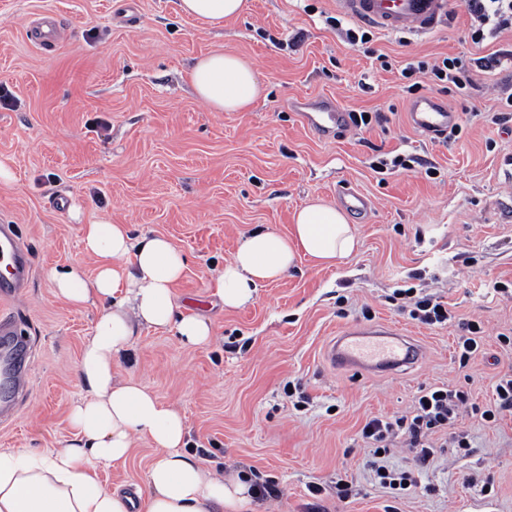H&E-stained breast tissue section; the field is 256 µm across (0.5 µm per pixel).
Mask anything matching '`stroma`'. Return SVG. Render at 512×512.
<instances>
[{"label":"stroma","instance_id":"obj_1","mask_svg":"<svg viewBox=\"0 0 512 512\" xmlns=\"http://www.w3.org/2000/svg\"><path fill=\"white\" fill-rule=\"evenodd\" d=\"M45 15L60 26L52 51L30 38ZM470 23L463 0H448L434 31L373 27L368 43L353 45L344 31L354 22L335 0H250L245 15L214 27L182 14L179 0H0V161L14 173L0 181V224L15 225L33 255L13 310L30 341V385L0 423V448H56L72 436L77 364L98 311L56 296L46 272H93L80 228L108 219L183 252L176 292L210 319L212 339L189 347L142 328L133 375L183 414L186 450L204 466L273 485L261 512H512V410L483 417L512 372V112L500 101L512 89V30L476 44ZM217 46L260 75L263 94L245 111H213L189 83L195 60ZM447 56L471 60V80L466 96L437 94L460 132L433 140L408 124L414 96L401 71ZM321 97L382 120L320 139L295 104ZM344 187L370 206L348 216L359 246L343 264L299 261L237 310L211 296L247 234L287 233L295 209L338 203ZM408 288L439 298L451 320H413L398 297ZM472 321L483 331L463 365L455 348ZM379 323L423 347L407 373L366 377L328 364L332 336ZM461 385L477 405L460 426L469 455L458 457L440 431L419 489L379 484L365 422L409 414L421 388ZM152 456L136 442L101 479L143 484ZM341 480L349 498L336 495Z\"/></svg>","mask_w":512,"mask_h":512}]
</instances>
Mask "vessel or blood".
<instances>
[{
  "mask_svg": "<svg viewBox=\"0 0 512 512\" xmlns=\"http://www.w3.org/2000/svg\"><path fill=\"white\" fill-rule=\"evenodd\" d=\"M348 17L387 32H429L448 13V0H336ZM304 128L318 136H330L347 118L338 106L315 102L300 111ZM410 126L431 137L445 135L458 116L434 98L414 101L408 114ZM6 260L8 275L0 279V416L11 412L9 392L26 385L28 365L23 363L24 345L18 338L13 308L29 281L32 259L18 236L15 225L0 224V260ZM419 346L391 327L342 330L327 346L332 366L361 374L406 373L419 360Z\"/></svg>",
  "mask_w": 512,
  "mask_h": 512,
  "instance_id": "b4317fda",
  "label": "vessel or blood"
}]
</instances>
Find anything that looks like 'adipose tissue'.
Here are the masks:
<instances>
[{
    "instance_id": "adipose-tissue-1",
    "label": "adipose tissue",
    "mask_w": 512,
    "mask_h": 512,
    "mask_svg": "<svg viewBox=\"0 0 512 512\" xmlns=\"http://www.w3.org/2000/svg\"><path fill=\"white\" fill-rule=\"evenodd\" d=\"M179 7L218 26L244 15L248 0H180ZM189 80L217 112L245 111L263 92L251 63L221 47L194 63ZM81 235L95 261L93 274L77 266L47 273L56 294L71 305L101 308L77 368L81 394L69 415L74 437L43 451L0 448V512H257L250 479L215 473L186 453L180 412L120 372L124 353L144 327L175 332L187 346L209 343L210 323L182 306L173 291L185 267L183 253L165 238H135L127 225L108 220L82 225ZM356 245V228L345 213L318 199L294 212L288 233L251 232L210 288L225 308L237 309L299 258L333 267ZM138 439L154 450L143 486L130 493L104 485L99 469L124 463Z\"/></svg>"
}]
</instances>
